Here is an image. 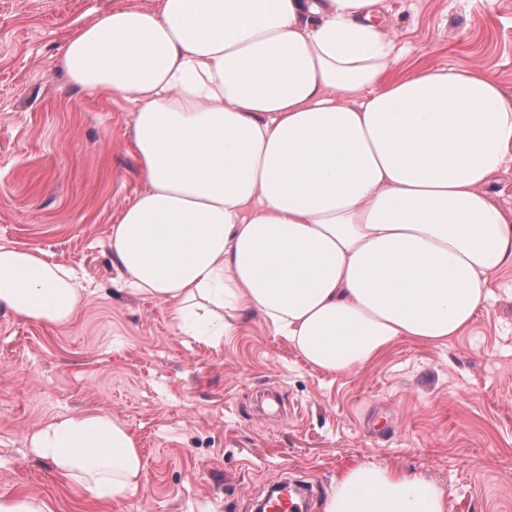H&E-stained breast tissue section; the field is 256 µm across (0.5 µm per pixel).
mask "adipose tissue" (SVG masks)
<instances>
[{"instance_id": "1", "label": "adipose tissue", "mask_w": 512, "mask_h": 512, "mask_svg": "<svg viewBox=\"0 0 512 512\" xmlns=\"http://www.w3.org/2000/svg\"><path fill=\"white\" fill-rule=\"evenodd\" d=\"M381 0H118L68 39L70 81L122 96L143 190L112 226L127 289L219 343L258 311L312 367L359 368L393 343L442 344L512 265L492 183L512 158V94L486 73L391 80ZM90 292L37 250L0 245V311L69 323ZM33 456L98 500L146 464L110 411L67 413ZM323 512H447L423 474L360 462Z\"/></svg>"}]
</instances>
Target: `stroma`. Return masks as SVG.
Returning a JSON list of instances; mask_svg holds the SVG:
<instances>
[{"mask_svg": "<svg viewBox=\"0 0 512 512\" xmlns=\"http://www.w3.org/2000/svg\"><path fill=\"white\" fill-rule=\"evenodd\" d=\"M113 0H0V244L40 250L93 291L68 324L0 312V495L53 512H253L280 482L312 489L370 462L424 474L447 512H512V266L443 345L400 340L353 371L308 365L244 310L215 346L164 303L119 288L111 228L144 187L132 107L73 85L68 38ZM392 77L479 69L512 93V0H384ZM121 418L146 461L101 502L35 460L27 437L66 412Z\"/></svg>", "mask_w": 512, "mask_h": 512, "instance_id": "1", "label": "stroma"}]
</instances>
